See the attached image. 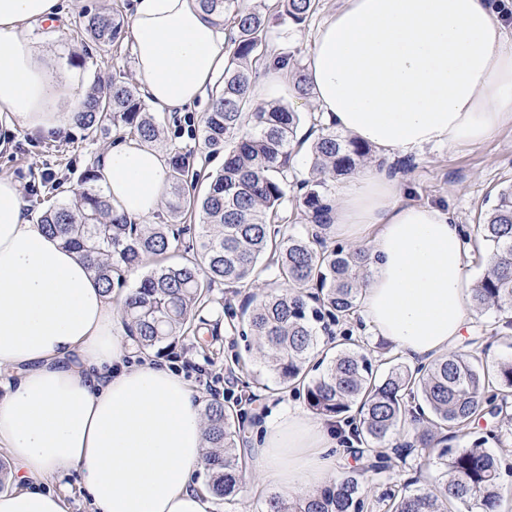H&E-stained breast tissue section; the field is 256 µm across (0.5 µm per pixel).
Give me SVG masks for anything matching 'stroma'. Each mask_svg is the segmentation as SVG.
Listing matches in <instances>:
<instances>
[{"label": "stroma", "instance_id": "1", "mask_svg": "<svg viewBox=\"0 0 512 512\" xmlns=\"http://www.w3.org/2000/svg\"><path fill=\"white\" fill-rule=\"evenodd\" d=\"M132 0H66L60 20L54 23L33 22L28 32L46 46L56 50L62 64L77 71L82 84H90L96 70L107 73H132L133 60L129 48L121 51H103L89 42L82 32L86 14L119 10L129 16ZM338 0H319L316 11L305 24L296 27L271 20L266 38V55L275 58L279 53L292 52L300 65H307L312 37L318 28L338 7ZM283 105L300 112L303 122L297 130L299 143L293 148V163L288 174L291 184L308 179L311 157L304 141L319 117L312 100L289 94ZM210 100H202L181 113L165 114L164 134L157 146L163 152L198 150L201 142V117L210 108ZM116 142L115 135H91L80 127L64 133L40 135L25 129H16L9 150L0 152V176L19 182L25 197L42 191L47 176H67L70 184H77L79 175L94 168L101 151ZM390 168L398 171L409 189L408 201L439 205L448 209L457 224L466 250L468 281H475L488 267L485 252L476 251L473 242L478 224L485 212L495 204L504 187L512 184V126L504 127L494 137L474 147L451 149L428 148L418 154L395 156ZM214 301L203 311L207 330L200 336L175 340L163 353L149 352V359L178 361L189 382L195 401L206 404L225 389L241 390L249 387L254 401L248 405L247 430L242 434L243 447H251V428L271 421L285 409H306L301 393L288 390L271 393L273 374L261 360H253L247 370H239L232 362L235 353L243 351L245 341L228 324L227 310L242 311L248 301L246 291L220 285L213 290ZM497 317L489 313L473 318L458 345L468 348L475 339H484L487 357L492 361L512 360V329H496ZM415 423L405 420L385 444L386 453L395 446L412 441ZM440 477L438 469H417L414 457L394 458L389 469L374 476L364 487L368 496H379L387 488H398L404 482L418 480L421 486L435 484Z\"/></svg>", "mask_w": 512, "mask_h": 512}]
</instances>
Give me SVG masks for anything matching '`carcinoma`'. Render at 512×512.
Returning <instances> with one entry per match:
<instances>
[{"instance_id":"1","label":"carcinoma","mask_w":512,"mask_h":512,"mask_svg":"<svg viewBox=\"0 0 512 512\" xmlns=\"http://www.w3.org/2000/svg\"><path fill=\"white\" fill-rule=\"evenodd\" d=\"M235 0H199L209 15L230 25L233 53L224 66L221 93L202 117L199 155L224 153V165L207 173L201 195H187L184 186L199 176L192 152L169 157L170 196L167 224H132L114 209L96 175L86 171L80 187L66 200L40 206L38 224L66 248L89 258L105 292L125 286L124 274L145 259L159 264L144 274L127 293L123 317L129 335L144 350L199 333L196 319L213 302L214 286L256 288L268 277L277 289L251 298L238 323L242 335L258 341L257 357L268 364L277 389H301L308 407L324 417L342 418L356 411L355 435L367 453L381 461L372 465L379 474L388 455L380 447L406 415L418 424L413 441L403 451L415 454L419 465L439 464L441 479L431 487L411 491L389 489L373 501L363 492L365 470L343 474L311 494L288 498L267 495L261 512H372L385 504L386 512H505L512 493L504 483L509 466L492 449L488 437L504 426L512 428L507 413L512 402V360L490 362L486 349L451 351L410 367L392 364L378 374L375 361L361 345L344 338L328 359L319 354L316 323L354 314L361 305L367 271L361 248H330L322 239L328 211V188L351 175L370 157L371 148L356 139L321 129L311 145V177L300 183L304 193L293 219L312 228L303 234L286 232L278 223L288 209V171L291 143L301 123L300 113L279 104L254 103L253 66L261 59L270 17L301 25L316 10V0H274L262 8L230 9ZM83 31L104 49L120 46L125 33L119 13L88 17ZM293 55L279 57L288 66L296 94L311 93L304 70L290 65ZM75 123L94 134L122 129L154 143L162 128L124 73L95 76L75 112ZM202 224L197 237L184 247L180 260L167 261L182 230L177 225L193 213ZM481 242L489 256L487 271L471 288V302L479 315L493 310L502 327L512 328V187L502 191L479 225ZM207 451V486L219 501L232 500L244 471L237 453L247 420L243 396L233 392L210 400L203 410ZM495 420L485 436H475L472 425ZM471 438L465 446L453 439Z\"/></svg>"}]
</instances>
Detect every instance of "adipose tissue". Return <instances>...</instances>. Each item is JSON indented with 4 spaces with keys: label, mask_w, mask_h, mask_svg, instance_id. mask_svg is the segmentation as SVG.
I'll list each match as a JSON object with an SVG mask.
<instances>
[{
    "label": "adipose tissue",
    "mask_w": 512,
    "mask_h": 512,
    "mask_svg": "<svg viewBox=\"0 0 512 512\" xmlns=\"http://www.w3.org/2000/svg\"><path fill=\"white\" fill-rule=\"evenodd\" d=\"M61 0H0V122L68 131L78 75L26 26ZM134 78L161 112L207 96L224 72L227 35L198 0H134ZM317 111L332 128L384 154L474 146L512 125V37L488 0H341L309 50ZM167 159L152 144L108 147L98 182L114 209L158 212ZM374 168L340 189L329 237L365 248L362 313L413 359L451 351L473 311L465 253L447 210L406 202ZM123 298L90 262L25 216L17 181L0 177V449L14 463L0 512H67L56 489L79 471L90 512H211L195 481L204 465L200 408L178 366L138 359ZM331 429L299 410L270 422L249 449L255 484L304 495L328 482Z\"/></svg>",
    "instance_id": "adipose-tissue-1"
}]
</instances>
